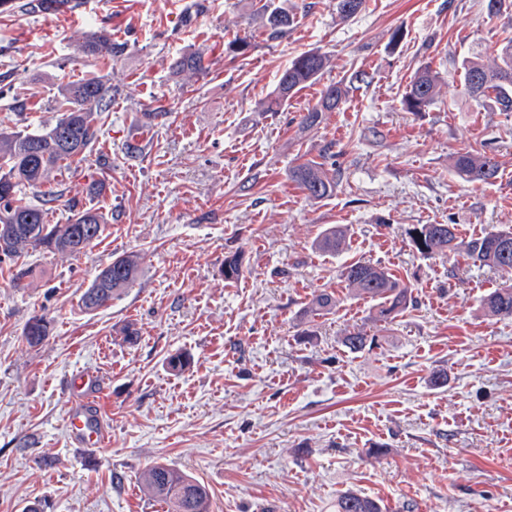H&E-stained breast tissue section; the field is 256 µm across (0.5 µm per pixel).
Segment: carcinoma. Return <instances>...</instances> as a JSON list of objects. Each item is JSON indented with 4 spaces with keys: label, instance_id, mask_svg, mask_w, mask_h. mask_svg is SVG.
Segmentation results:
<instances>
[{
    "label": "carcinoma",
    "instance_id": "carcinoma-1",
    "mask_svg": "<svg viewBox=\"0 0 512 512\" xmlns=\"http://www.w3.org/2000/svg\"><path fill=\"white\" fill-rule=\"evenodd\" d=\"M366 7V0H336V11L350 19ZM258 14L269 36L285 35L295 24L288 9L264 0ZM90 55L112 56L115 47L112 35L101 33L87 42ZM500 63L486 67L476 60L463 62V92L475 100L494 97L502 112H512V38L499 48ZM327 64V58L317 50L294 58L278 75L275 89L262 102L264 112H276L301 89L317 81ZM172 66L179 71L197 74L207 71L204 56L183 54ZM439 73L432 66H422L414 75L409 90L400 101L406 112H423L433 104ZM347 89L330 84L322 90L314 106L301 115L300 123L307 127L320 124L325 112H333L345 102ZM112 106V87L97 77L71 82L59 90L61 115L49 129L29 127L0 129V224H16L18 231L7 242L6 259L12 263V280L21 285L38 274L26 257L37 250L61 255H77L93 245L104 232L105 217L93 206L78 208L67 203L73 211L64 224L48 220L55 203L63 198L62 190L54 184L52 173L78 166L87 158L97 142L98 125ZM452 171L460 179L488 185L499 175L495 158L486 153L460 151L452 161ZM290 177L308 197L325 198L336 183L327 176L322 164L304 162L295 166ZM415 250L423 256L443 255L457 247L453 224H420L409 231ZM345 232L339 227L324 230L317 240L318 248L330 254L343 250ZM467 255L475 264L487 266L502 274H512V231L489 230L469 242ZM141 258L137 254L117 257L99 269L92 284L80 298L86 312L107 306L112 298L129 287L140 272ZM341 277L354 293L376 302V314L392 321L413 303L412 291L402 279L369 262L355 261L345 265ZM337 299L327 293L313 296L309 308L317 313H329ZM482 309L489 316H512V284L496 288L482 300ZM50 336V321L33 315L23 329V337L31 347L43 344ZM374 339L360 329L349 330L341 344L351 353L372 346ZM150 496L165 503L168 512H209V497L204 485L193 477L166 464L156 463L145 474ZM336 512H382L378 500L354 490L338 495Z\"/></svg>",
    "mask_w": 512,
    "mask_h": 512
}]
</instances>
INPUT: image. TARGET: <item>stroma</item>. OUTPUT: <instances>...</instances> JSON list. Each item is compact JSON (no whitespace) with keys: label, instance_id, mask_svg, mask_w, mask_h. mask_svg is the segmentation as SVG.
<instances>
[{"label":"stroma","instance_id":"1","mask_svg":"<svg viewBox=\"0 0 512 512\" xmlns=\"http://www.w3.org/2000/svg\"><path fill=\"white\" fill-rule=\"evenodd\" d=\"M16 2L0 13V126H53L60 85L84 77L111 85L112 108L87 160L60 177L66 198L105 214L100 240L76 257L31 253L39 274L23 288L0 262V512H165L143 488L156 463L205 485L211 512H335L348 489L384 512H512V318L480 308L506 277L465 251L512 227V113L475 103L460 82L463 60L496 61L512 12L488 18L486 0H367L344 19L336 0H288L296 22L273 39L258 0H76L43 14ZM103 30L121 55L83 53ZM237 36L251 48L235 58L224 46ZM309 50L329 58L321 78L260 111ZM192 52L208 73L172 72ZM426 64L441 76L433 104L402 111ZM333 83L349 90L343 108L302 128ZM148 112L151 134L131 153ZM462 150L493 154L495 182L457 177L450 157ZM309 160L333 175L331 196L308 199L290 179ZM96 171L103 189L92 195ZM336 224L345 249H315ZM417 224L455 225L458 249L417 253L407 235ZM129 252L142 257L137 280L83 312L98 270ZM235 252L242 274L228 282ZM353 261L400 276L412 306L374 320L341 280ZM320 292L339 298L332 313L307 312ZM36 312L52 334L32 348L22 331ZM355 327L374 337L370 349L340 344ZM180 352L193 362L171 372ZM82 371L97 384L68 393L65 379ZM83 404L108 432L91 460L67 432Z\"/></svg>","mask_w":512,"mask_h":512}]
</instances>
